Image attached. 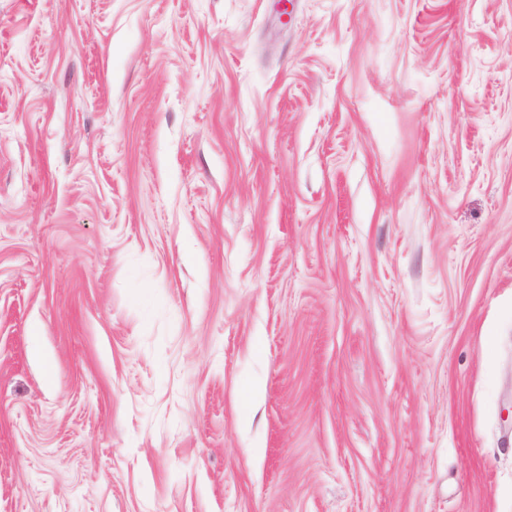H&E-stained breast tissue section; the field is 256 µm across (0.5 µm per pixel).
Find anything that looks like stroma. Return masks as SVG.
<instances>
[{
    "mask_svg": "<svg viewBox=\"0 0 512 512\" xmlns=\"http://www.w3.org/2000/svg\"><path fill=\"white\" fill-rule=\"evenodd\" d=\"M0 512H512V0H0Z\"/></svg>",
    "mask_w": 512,
    "mask_h": 512,
    "instance_id": "stroma-1",
    "label": "stroma"
}]
</instances>
